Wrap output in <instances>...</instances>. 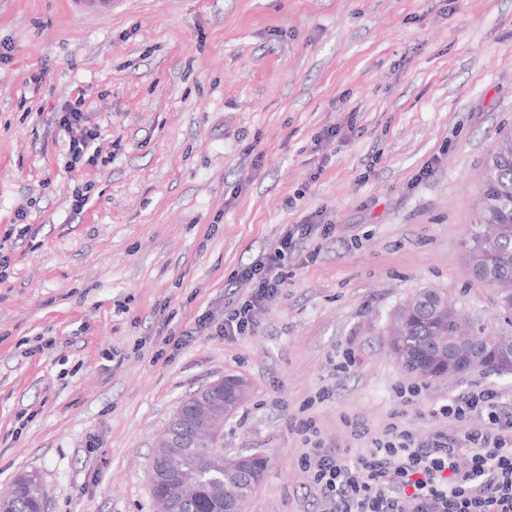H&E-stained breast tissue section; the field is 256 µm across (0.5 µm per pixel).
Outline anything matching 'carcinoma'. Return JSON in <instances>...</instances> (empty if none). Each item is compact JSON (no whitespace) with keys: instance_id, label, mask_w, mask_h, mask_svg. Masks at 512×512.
<instances>
[{"instance_id":"carcinoma-1","label":"carcinoma","mask_w":512,"mask_h":512,"mask_svg":"<svg viewBox=\"0 0 512 512\" xmlns=\"http://www.w3.org/2000/svg\"><path fill=\"white\" fill-rule=\"evenodd\" d=\"M464 247L471 270L498 285L512 304V130L499 135L483 168L479 206ZM385 333L390 351L403 369L425 380L456 376L448 368L450 351L457 362L483 371L496 370L500 359L512 354V332H485L462 317L448 297L431 289H422L399 305L390 315ZM209 453L204 438L198 448H155L156 468L175 466L198 474L173 492L175 512H212L225 496L241 503L264 474L263 459L239 455L225 464L224 482H212L201 468ZM43 494L38 476L22 473L9 494L0 496V512H31Z\"/></svg>"}]
</instances>
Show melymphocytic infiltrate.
Listing matches in <instances>:
<instances>
[{"label": "lymphocytic infiltrate", "instance_id": "obj_1", "mask_svg": "<svg viewBox=\"0 0 512 512\" xmlns=\"http://www.w3.org/2000/svg\"><path fill=\"white\" fill-rule=\"evenodd\" d=\"M63 125L71 163L97 161L98 129L84 112L69 109ZM316 230L309 222L288 226L266 259L240 270V278L253 284L250 296L225 309L221 323L207 315L198 328H214L227 338L255 332L257 313L283 286L281 265L288 252ZM434 413L441 423L427 434L395 421L367 454L349 461L337 451L313 448L304 466L336 512H512V412L504 411L499 392L478 386L449 398ZM472 419L475 428L455 433L454 424Z\"/></svg>", "mask_w": 512, "mask_h": 512}]
</instances>
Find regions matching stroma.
Returning <instances> with one entry per match:
<instances>
[{
  "instance_id": "35a3bbf8",
  "label": "stroma",
  "mask_w": 512,
  "mask_h": 512,
  "mask_svg": "<svg viewBox=\"0 0 512 512\" xmlns=\"http://www.w3.org/2000/svg\"><path fill=\"white\" fill-rule=\"evenodd\" d=\"M73 106L101 162L70 167ZM510 127L512 0H0V491L34 472L46 512H156L155 443L225 374L251 392L224 453L267 461L242 512H324L300 419L359 454L477 386L512 404V374L419 380L383 336L423 288L505 330L463 239ZM309 218L329 231L255 334L164 343Z\"/></svg>"
}]
</instances>
